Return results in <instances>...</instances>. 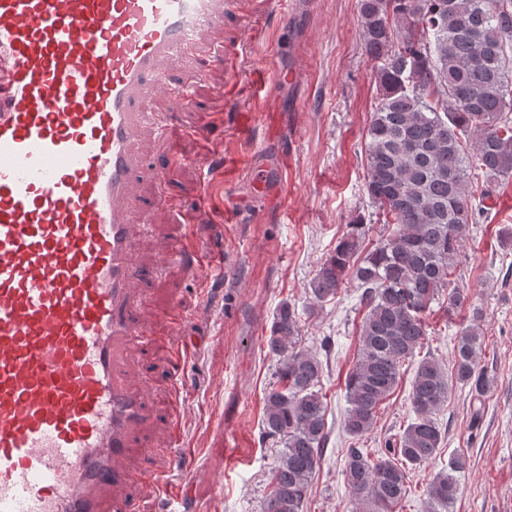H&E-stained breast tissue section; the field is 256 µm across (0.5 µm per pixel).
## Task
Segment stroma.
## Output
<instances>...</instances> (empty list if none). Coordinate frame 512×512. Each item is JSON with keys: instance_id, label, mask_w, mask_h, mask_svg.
I'll use <instances>...</instances> for the list:
<instances>
[{"instance_id": "obj_1", "label": "stroma", "mask_w": 512, "mask_h": 512, "mask_svg": "<svg viewBox=\"0 0 512 512\" xmlns=\"http://www.w3.org/2000/svg\"><path fill=\"white\" fill-rule=\"evenodd\" d=\"M229 17L201 31L195 54L166 62L157 99L178 122L169 143L146 139L158 166L169 151L185 157L163 191L145 184L154 201L153 227L141 240L137 261L144 280L137 294L138 314L150 329L167 326V312L179 305L192 315L180 330L193 354L173 366L166 341L155 339L132 357V379L156 414L137 431L126 464L138 481L120 491L141 512H159L150 476L165 464L169 415L181 422L184 447L193 451L188 466L173 478L188 512H263L272 470L283 448L264 437L265 394L277 382V359L267 338L282 302L295 305L300 318L299 348L322 363L319 390L325 394L329 439L312 477L303 512H354L344 470L351 439L343 423L349 407L345 381L355 362L361 321V290L346 283L332 301L312 305L309 283L334 251L348 224L369 218L365 188L364 137L377 102L375 73L362 44L359 0H288V20L266 28L277 41L276 67L282 74L269 102L257 99L253 74L262 60L246 51L237 72L227 75L217 58L225 41L239 32ZM194 78L193 96L178 101L170 92ZM233 97H221L225 82ZM270 108L278 133L265 138L262 126L243 134L234 113ZM256 156L275 168L288 160L286 201L258 193L237 163ZM512 225V180L494 198L490 217L470 225L454 285L467 289L469 306L448 314L433 304L427 313L423 355L451 368L457 333L468 324L470 305L485 313L481 366L495 386L474 406L469 388L456 387L436 415L445 438L435 460L412 470L403 512H424L425 487L447 470L458 452L468 458L458 493L445 512H512V246L497 231ZM198 247L223 267L200 273L168 263L169 251ZM413 365H405L394 393L360 442L371 456L385 450L413 417L410 391ZM184 390L168 411L171 385Z\"/></svg>"}]
</instances>
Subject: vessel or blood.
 Instances as JSON below:
<instances>
[{"label": "vessel or blood", "mask_w": 512, "mask_h": 512, "mask_svg": "<svg viewBox=\"0 0 512 512\" xmlns=\"http://www.w3.org/2000/svg\"><path fill=\"white\" fill-rule=\"evenodd\" d=\"M0 0V512H126L114 497L147 409L127 357L136 319L131 261L162 185L142 138L163 62L193 44V15L240 14L245 45L271 55L256 14L286 0ZM171 453L154 474L177 501Z\"/></svg>", "instance_id": "vessel-or-blood-1"}]
</instances>
